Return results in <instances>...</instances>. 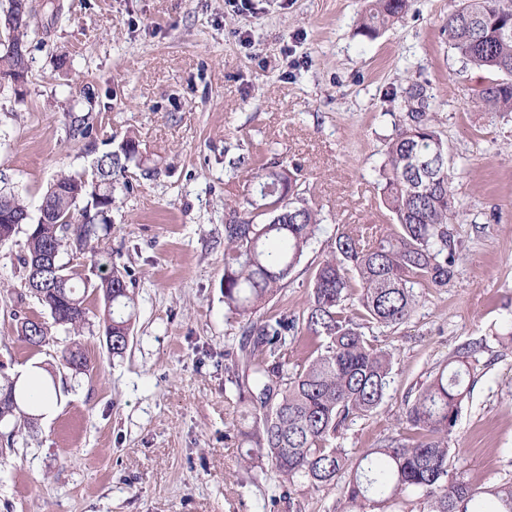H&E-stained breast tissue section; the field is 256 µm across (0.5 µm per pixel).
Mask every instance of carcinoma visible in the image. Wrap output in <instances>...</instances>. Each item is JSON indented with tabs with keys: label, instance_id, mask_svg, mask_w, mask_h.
I'll return each mask as SVG.
<instances>
[{
	"label": "carcinoma",
	"instance_id": "carcinoma-1",
	"mask_svg": "<svg viewBox=\"0 0 512 512\" xmlns=\"http://www.w3.org/2000/svg\"><path fill=\"white\" fill-rule=\"evenodd\" d=\"M410 0H366L361 32L370 38L407 14ZM12 27L0 30V84L28 76L27 54L17 51L36 30V14L22 13L8 0ZM508 28V36L501 34ZM448 43L471 65L497 78L469 93L473 107L512 112V0H456L445 24ZM407 112L386 149L381 171L383 204L392 214L389 232L366 240L338 232L330 255L313 273L302 316L266 311L288 285L311 240L321 229L317 214L296 192L297 179L276 162L257 174L260 201L234 212L224 224V277L221 288L228 311L246 320L238 350L226 370L252 425L241 432L248 456L267 461L284 478L282 498L292 488L341 485V512H388L408 489L422 493V512H512V482L475 488L449 475L450 437L470 394L466 356L448 361L403 411L408 435L386 437L367 450L352 468L347 452L333 445L347 421L367 416L388 395L393 353L372 344L364 323L398 327L407 323L420 291L443 288L454 276L456 244L452 225L461 212L452 190L448 146L426 115L423 90L412 95ZM142 166L137 149L109 150L96 160L91 175L62 173L47 188L39 220L22 225L0 221V241L22 232L18 256L20 289L11 293L17 335L30 349L49 344L51 330L79 336L87 322L81 275L47 283L39 296L27 288L31 261L45 254L57 266L90 250L108 224L112 195L127 185L130 166ZM23 214L19 196L0 191V213ZM127 271L112 272L95 285L107 312L105 335L112 337V357L129 347L135 296ZM46 308L51 321L37 326L22 314L27 299ZM314 349L308 364L288 372V350L302 338ZM60 364L75 373L87 368L76 342L61 349ZM35 405L17 378H0V426L15 437L36 427Z\"/></svg>",
	"mask_w": 512,
	"mask_h": 512
}]
</instances>
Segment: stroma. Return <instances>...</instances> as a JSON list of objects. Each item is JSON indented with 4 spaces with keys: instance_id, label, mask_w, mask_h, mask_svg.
Here are the masks:
<instances>
[{
    "instance_id": "1",
    "label": "stroma",
    "mask_w": 512,
    "mask_h": 512,
    "mask_svg": "<svg viewBox=\"0 0 512 512\" xmlns=\"http://www.w3.org/2000/svg\"><path fill=\"white\" fill-rule=\"evenodd\" d=\"M42 2L27 81L0 86V176L34 207L58 174L90 172L108 138L135 139L144 165L115 192L81 274L93 285L127 270L136 321L112 358L89 294L77 339L88 367L58 366L60 345L29 349L10 315L25 236L0 242V375L51 363L57 390L54 410L0 456V512H334L339 488L302 490L292 506L278 474L246 467L251 419L224 369L243 331L220 288L224 225L259 169L288 166L322 230L270 307L302 314L337 229L390 228L380 168L415 86L448 145L459 258L406 324L366 328L394 354L393 383L336 445L355 460L403 432L405 400L472 344L448 471L473 486L512 481V112L469 104L492 75L449 45L452 0H411L372 39L364 0H56V20ZM77 116L94 147L74 137Z\"/></svg>"
}]
</instances>
